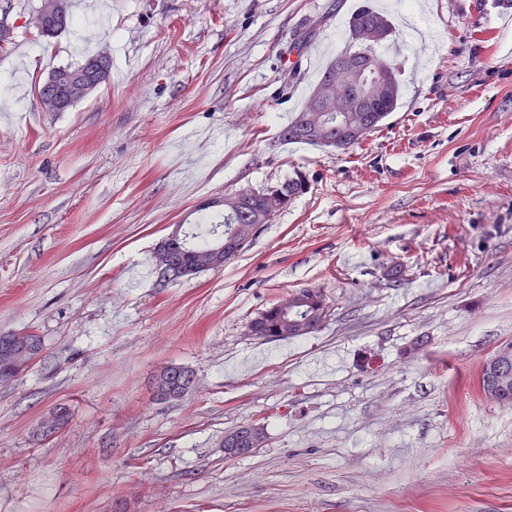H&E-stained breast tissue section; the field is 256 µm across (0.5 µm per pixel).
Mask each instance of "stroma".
Segmentation results:
<instances>
[{
  "label": "stroma",
  "mask_w": 512,
  "mask_h": 512,
  "mask_svg": "<svg viewBox=\"0 0 512 512\" xmlns=\"http://www.w3.org/2000/svg\"><path fill=\"white\" fill-rule=\"evenodd\" d=\"M364 1L106 0L105 25L71 4L48 39L41 0H0V334L43 341L0 383V512H512V405L476 390L512 343V10L368 0L396 25L400 107L344 150L283 142ZM78 40L107 80L42 111ZM295 175L249 250L159 281L174 225ZM304 288L334 309L317 333L248 336ZM169 365L195 388L160 402ZM259 418L262 447L225 457ZM58 0H45L42 8L35 14L32 18V24L34 27L41 33L42 36L47 38H54L59 33L65 31L70 25V17L62 3V19H54L50 24L51 31L49 33H45L44 31L48 28L50 20L54 17L56 11V4Z\"/></svg>",
  "instance_id": "35a3bbf8"
}]
</instances>
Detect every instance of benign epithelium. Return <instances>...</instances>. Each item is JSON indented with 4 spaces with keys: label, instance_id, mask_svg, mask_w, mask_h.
<instances>
[{
    "label": "benign epithelium",
    "instance_id": "1",
    "mask_svg": "<svg viewBox=\"0 0 512 512\" xmlns=\"http://www.w3.org/2000/svg\"><path fill=\"white\" fill-rule=\"evenodd\" d=\"M58 0H44L42 8L32 18L34 27L43 32L48 28L54 17ZM107 71L105 61L101 60L86 74L64 75V94L41 93L38 99L46 112H63L74 102L80 101L93 92L103 80ZM392 73L391 64L381 59H364L358 53L347 55L341 63L340 74L352 85L359 94L351 99H344L338 105H333L336 90V79H330L314 89L312 101L314 114L306 117L301 131L328 149H343L351 143H357L364 138L367 127L372 119L376 105L385 100L387 82ZM336 112V124L342 129L339 139L327 135L330 124L321 118L323 112ZM287 197L280 194L278 188L270 187L259 194H249L241 191L236 195L224 196L208 202V205L221 207L228 211H238L246 218L248 226L242 233H232L219 238L216 249L204 259H192L178 263L172 260L166 247V242L180 237L181 225L173 229L158 244L156 263L163 276L175 274L180 278L191 279L204 271L219 270L224 264L244 252L255 235L267 223L269 211L278 206L284 207ZM266 316H259L248 325V335L264 336L266 340L279 339L280 331L273 328L270 334L263 335V325ZM0 353L9 358L12 370L0 374V382L16 379L39 356V352L30 348L28 335L7 333L0 335ZM490 369V377L485 390V396L491 401H501L512 396V348L502 347L491 355L485 362ZM194 388L193 377H187L182 388L172 390L160 378L155 379V392L165 401L180 400ZM262 426L256 423L247 427V431H232L224 437V456L227 458L247 457L256 452L262 445L259 434Z\"/></svg>",
    "mask_w": 512,
    "mask_h": 512
}]
</instances>
